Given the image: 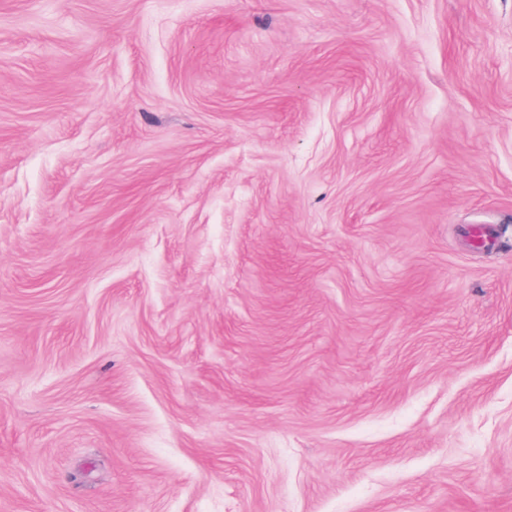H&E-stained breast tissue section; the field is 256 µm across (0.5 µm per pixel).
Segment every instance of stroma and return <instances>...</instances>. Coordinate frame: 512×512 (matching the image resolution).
I'll use <instances>...</instances> for the list:
<instances>
[{
	"instance_id": "1",
	"label": "stroma",
	"mask_w": 512,
	"mask_h": 512,
	"mask_svg": "<svg viewBox=\"0 0 512 512\" xmlns=\"http://www.w3.org/2000/svg\"><path fill=\"white\" fill-rule=\"evenodd\" d=\"M0 512H512V0H0Z\"/></svg>"
}]
</instances>
